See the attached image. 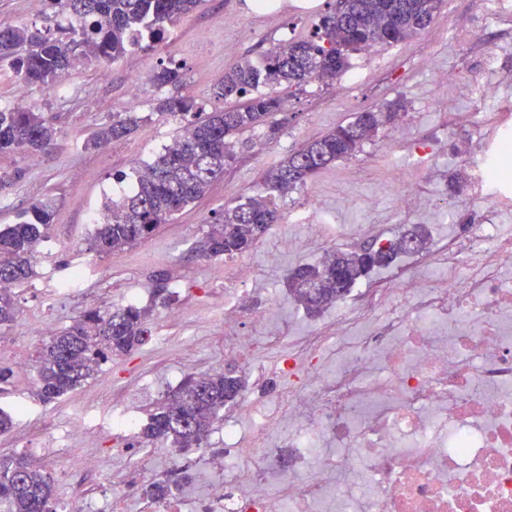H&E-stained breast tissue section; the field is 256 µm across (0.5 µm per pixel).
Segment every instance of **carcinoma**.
<instances>
[{
	"label": "carcinoma",
	"instance_id": "obj_1",
	"mask_svg": "<svg viewBox=\"0 0 512 512\" xmlns=\"http://www.w3.org/2000/svg\"><path fill=\"white\" fill-rule=\"evenodd\" d=\"M41 26L0 23V69L7 68L24 85L51 89L73 68L106 66L136 49L163 41L167 27L188 17L202 0H45ZM443 0H336L309 37L281 42L257 65L246 60L224 71L214 94L239 104L203 114L188 96L172 97L161 110L191 116L182 134L135 174L134 188L105 204L94 225L89 250L123 251L149 238L187 206L202 199L211 184L235 159L238 136L267 127V137L280 130L273 116L283 111L280 96L259 87L300 88L312 80L331 81L351 67L352 57L377 45L404 42L430 27ZM61 12L67 26L54 22ZM159 86H180L179 66L154 71ZM395 113L367 109L288 158L267 169L253 194L215 215L208 231L194 244L200 259L248 251L280 219L276 198L301 187L330 165L351 158L374 138ZM133 115L98 128L83 147L97 148L134 133ZM58 130L42 112L29 108L0 109V152L42 154L54 148ZM54 208L35 203L14 224L0 226V283L20 286L34 274L32 259L54 223ZM429 233L421 224L398 232L387 247L370 244L353 251L336 250L317 264L296 267L288 291L310 314L343 299L375 272L393 266L409 252L428 250ZM151 309L133 303L91 311L53 334L36 359V382L45 401L81 387L108 358L127 353L147 338ZM14 291L0 289V327L17 319ZM241 377L213 371L191 375L150 414L141 429L144 443L160 441L172 448H201L224 406L241 394ZM54 485L24 455L0 459V512H55Z\"/></svg>",
	"mask_w": 512,
	"mask_h": 512
}]
</instances>
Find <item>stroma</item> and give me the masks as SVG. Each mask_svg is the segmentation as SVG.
I'll use <instances>...</instances> for the list:
<instances>
[{"instance_id":"stroma-1","label":"stroma","mask_w":512,"mask_h":512,"mask_svg":"<svg viewBox=\"0 0 512 512\" xmlns=\"http://www.w3.org/2000/svg\"><path fill=\"white\" fill-rule=\"evenodd\" d=\"M333 0H312L309 8L280 0V7L258 12L251 0H203L195 13L171 26L164 44L154 52H132L100 69L70 70L52 89L22 85L9 70L0 71V106H14L28 94L29 107L53 117L59 130L52 153L34 158L27 152L0 154V172L19 173L10 190L0 193V224L17 212L48 201L55 209L49 235L33 259L35 277L16 290L19 316L0 328V365L15 367L35 358L44 339L35 330L52 323L67 328L89 310L135 303L151 310L149 338L129 354L112 357L78 389L47 403L36 388V373L16 374L0 392V408L16 411L12 432L0 435V457L26 454L54 482L58 503L70 502L76 485H98L101 478L125 490L123 512H138L144 487H126L129 474L140 471L143 453L138 432L113 430L115 417L129 414L145 424L150 413L182 379L220 369L241 376L248 388L258 379L243 360L224 356L218 325L224 317V268L244 264L246 288L255 303L268 305L274 324L306 334L316 321L288 294V276L298 265L318 263L335 249L320 227L331 224L349 234L358 224L383 225L395 235L407 224L426 225L429 232L447 228L462 232L465 215L488 210L484 200L467 196L473 142L491 135V124L475 123L477 112L512 117V15L483 21L480 0H445L437 21L416 37L374 47L372 56H354L352 73L330 83L312 81L302 88L278 87L288 105L277 116L282 127L274 140L261 130L242 135L247 146L224 169L209 193L187 207L150 238L121 252L99 255L89 251L91 218L101 212L106 197L117 192L119 175L131 173L181 133L185 120L159 108L179 95L192 97L205 111L224 109L213 86L225 69L243 60L260 62L263 53L281 41L310 34ZM235 25H225V18ZM495 53L505 77L499 100L484 102L478 86L481 65ZM435 60L427 68L423 56ZM181 66V87L146 82L137 103L127 87L135 76L153 73L160 65ZM396 105L394 121L364 144L355 157L278 198V224L249 251L234 256L198 259L192 243L204 235L215 213L257 189L266 169L279 163L307 141L349 121L369 107ZM139 117L138 130L104 148L84 149L83 143L101 124L117 116ZM396 144L394 154L382 152L384 141ZM420 180L426 192L413 212L399 208L397 187ZM304 238L303 253L283 250L282 234ZM168 278L169 306L155 303V275ZM177 309L180 319L167 316ZM194 355H187L186 345ZM76 421L87 436L71 447L63 434ZM224 452V424L216 422L204 447L177 451L164 443L152 447V466L165 482L182 493L200 496L216 474L208 457ZM95 455L100 471L85 469L82 459Z\"/></svg>"}]
</instances>
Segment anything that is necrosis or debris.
Returning <instances> with one entry per match:
<instances>
[{"label":"necrosis or debris","mask_w":512,"mask_h":512,"mask_svg":"<svg viewBox=\"0 0 512 512\" xmlns=\"http://www.w3.org/2000/svg\"><path fill=\"white\" fill-rule=\"evenodd\" d=\"M512 137L477 164L471 192L512 182ZM436 264L440 278L420 270ZM475 268L462 276L463 268ZM512 238L492 222L439 236L427 253L337 301L307 335L270 329L241 282L224 290V355L284 343L267 388L224 408V478L205 496L146 497L143 512H512ZM250 309L253 332L237 314ZM403 308L381 325L379 315ZM334 368H324L328 349Z\"/></svg>","instance_id":"1"}]
</instances>
